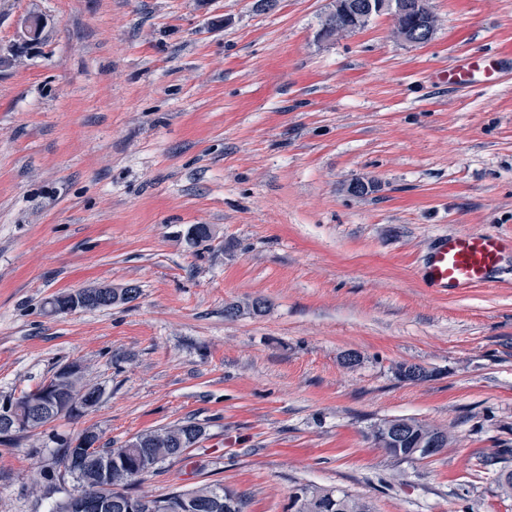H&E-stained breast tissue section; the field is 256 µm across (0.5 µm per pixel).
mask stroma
Returning a JSON list of instances; mask_svg holds the SVG:
<instances>
[{
  "label": "stroma",
  "mask_w": 512,
  "mask_h": 512,
  "mask_svg": "<svg viewBox=\"0 0 512 512\" xmlns=\"http://www.w3.org/2000/svg\"><path fill=\"white\" fill-rule=\"evenodd\" d=\"M431 6L418 46L384 16L322 39L333 0H0V400L71 361L103 390L0 445V512L72 489H47L58 438L117 447L188 418L205 438L136 493L220 482L247 512H291L309 486L372 512H512L483 462L512 448V253L463 294L422 281L438 235L512 234V0ZM489 48L499 86L435 79ZM194 224L213 241L188 246ZM99 285L140 294L44 308ZM257 299L264 313L225 317ZM400 362L433 376L401 381ZM401 417L447 448L368 447ZM407 419L412 422V426L416 428L415 430H422V431L431 430V431H433L432 433H429L427 435H422V437L420 439L419 449H420L421 456L423 457V459H428V458L434 457L439 454V452H440L439 448H441L442 441H441V437L436 433H439L442 436L443 443L445 445L444 448H447L448 440H449L447 431L425 426L412 418H407ZM444 448H442L441 451ZM419 433H415L413 435H409L406 439V442L403 444V448H386L382 447V444L374 432V430L370 431L366 434V439L371 443L374 448H379L390 458H394L399 462H414L412 458L413 451L417 446V439Z\"/></svg>",
  "instance_id": "stroma-1"
}]
</instances>
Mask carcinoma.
I'll use <instances>...</instances> for the list:
<instances>
[{"mask_svg": "<svg viewBox=\"0 0 512 512\" xmlns=\"http://www.w3.org/2000/svg\"><path fill=\"white\" fill-rule=\"evenodd\" d=\"M189 242L199 246L212 238L211 228L206 224H195L187 231ZM89 309H102L114 305L109 294L100 288L83 289ZM399 379L410 383H421L433 377L432 371L420 364L399 363L395 367ZM78 392L84 399L93 400L100 391L96 386L83 385L73 389L64 381L57 384L53 394L52 405H39L25 393L16 399L17 406L25 417V422L16 434L7 439L11 443L31 430L42 427L63 416L71 417L75 412L65 414L61 410L68 407L71 393ZM205 435V429L192 420H183L174 425L158 428L132 437V443L127 448L130 462L139 457L149 459L150 468L136 475L126 467H112V506L107 512H129L127 498L132 496L131 487L140 483L146 476L158 471L162 464L183 457L186 452L199 443ZM82 434L65 437L57 442V463L64 473H50L46 479L50 483L72 475V467L78 465L84 468L86 479L77 482V488L84 493L94 496L100 492V483L94 478L95 461L80 456L77 452V442ZM366 439L375 448L399 462L413 461L412 454L417 446L418 434L407 437L401 448H386L382 446L378 436L371 431ZM135 512H246L247 498L224 486L222 483H212L196 487L188 491H173L161 497L137 495ZM336 508L338 512H371L370 507L361 499L345 491H336Z\"/></svg>", "mask_w": 512, "mask_h": 512, "instance_id": "1", "label": "carcinoma"}]
</instances>
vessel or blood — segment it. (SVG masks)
Segmentation results:
<instances>
[{
	"label": "vessel or blood",
	"mask_w": 512,
	"mask_h": 512,
	"mask_svg": "<svg viewBox=\"0 0 512 512\" xmlns=\"http://www.w3.org/2000/svg\"><path fill=\"white\" fill-rule=\"evenodd\" d=\"M437 77L452 87L477 83L491 87L498 83L499 72L490 55L476 53L440 69ZM507 252H512V236L492 232L444 234L426 259L423 278L434 291L463 293L488 283Z\"/></svg>",
	"instance_id": "1"
}]
</instances>
